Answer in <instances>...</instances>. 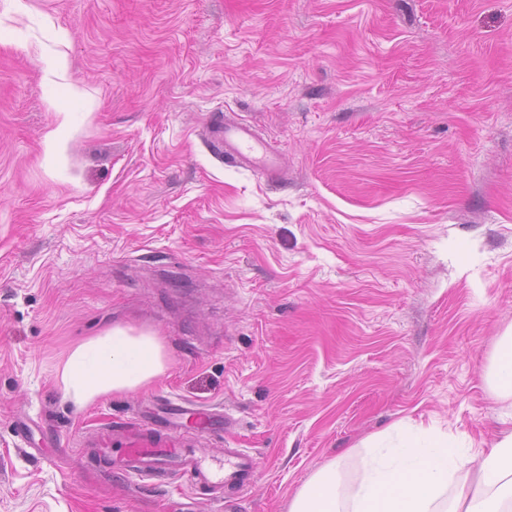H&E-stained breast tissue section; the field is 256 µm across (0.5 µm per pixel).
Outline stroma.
<instances>
[{"instance_id":"35a3bbf8","label":"stroma","mask_w":512,"mask_h":512,"mask_svg":"<svg viewBox=\"0 0 512 512\" xmlns=\"http://www.w3.org/2000/svg\"><path fill=\"white\" fill-rule=\"evenodd\" d=\"M226 117L277 179L226 158ZM114 326L165 375L64 399ZM511 331L512 0H0V512H288L397 420L492 443ZM172 396L226 408L250 492L87 447ZM224 148H230L231 156L256 169L276 174L278 162L271 145L258 131L244 121H225L222 128ZM492 382L498 397H512V336L503 337L494 352Z\"/></svg>"}]
</instances>
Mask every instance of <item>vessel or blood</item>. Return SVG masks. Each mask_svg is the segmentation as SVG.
Returning a JSON list of instances; mask_svg holds the SVG:
<instances>
[{"mask_svg":"<svg viewBox=\"0 0 512 512\" xmlns=\"http://www.w3.org/2000/svg\"><path fill=\"white\" fill-rule=\"evenodd\" d=\"M223 141L232 151L235 160L254 168L276 174L278 162L271 145L258 131L243 121L225 122ZM190 415V434L203 436L213 422L228 420L222 409L212 407L195 412L188 411L184 402L168 399L157 405L152 412V421L138 423L124 431L125 453L113 459L117 469H130L139 477H155L167 470L171 457H178L182 471L210 488L213 494H222L225 487L245 489L251 486L254 477V458L240 448H225L213 451L208 448H193L177 452L174 439L183 429L181 418Z\"/></svg>","mask_w":512,"mask_h":512,"instance_id":"obj_1","label":"vessel or blood"}]
</instances>
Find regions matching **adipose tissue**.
<instances>
[{"label": "adipose tissue", "mask_w": 512, "mask_h": 512, "mask_svg": "<svg viewBox=\"0 0 512 512\" xmlns=\"http://www.w3.org/2000/svg\"><path fill=\"white\" fill-rule=\"evenodd\" d=\"M167 363L155 333L115 326L70 349L62 390L84 405L151 386ZM499 424L481 448L465 433L395 421L312 474L289 512H512V414Z\"/></svg>", "instance_id": "ef3b65f1"}]
</instances>
